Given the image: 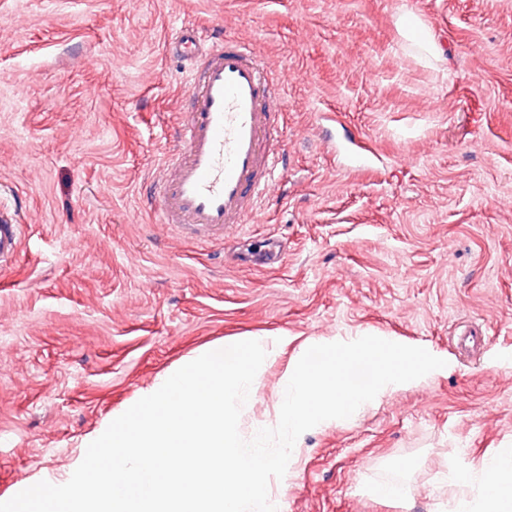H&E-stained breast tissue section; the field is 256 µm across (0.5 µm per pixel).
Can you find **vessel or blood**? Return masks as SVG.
<instances>
[{
    "label": "vessel or blood",
    "instance_id": "vessel-or-blood-1",
    "mask_svg": "<svg viewBox=\"0 0 512 512\" xmlns=\"http://www.w3.org/2000/svg\"><path fill=\"white\" fill-rule=\"evenodd\" d=\"M171 47L187 66V105L175 123V157L152 179L158 223L220 240L252 221L285 167L277 145L282 77L251 44L202 25L178 28ZM21 226L0 207V270L17 258Z\"/></svg>",
    "mask_w": 512,
    "mask_h": 512
}]
</instances>
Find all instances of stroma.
Segmentation results:
<instances>
[{"label":"stroma","instance_id":"obj_1","mask_svg":"<svg viewBox=\"0 0 512 512\" xmlns=\"http://www.w3.org/2000/svg\"><path fill=\"white\" fill-rule=\"evenodd\" d=\"M202 23L286 78L280 189L220 243L142 204L186 90L170 35ZM0 200L22 225L0 273V502L67 480L169 370L254 334L288 342L247 440L313 341L446 362L302 434L278 512H457L479 491L449 473L512 448V0H0ZM398 30L402 36L408 38L412 43L416 44L425 52L431 54L435 59L439 60V47L429 34L426 27L422 26L419 22L409 21L408 25L402 23Z\"/></svg>","mask_w":512,"mask_h":512}]
</instances>
